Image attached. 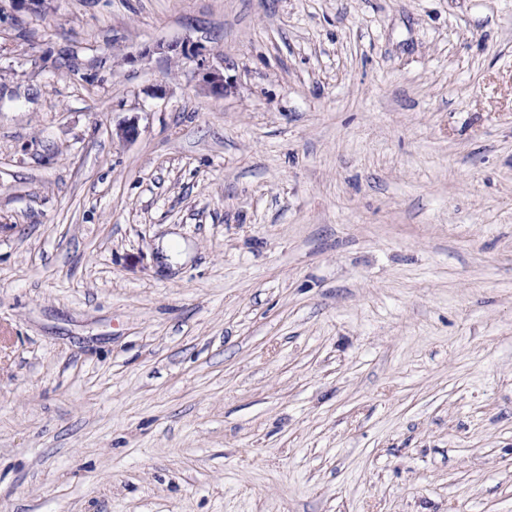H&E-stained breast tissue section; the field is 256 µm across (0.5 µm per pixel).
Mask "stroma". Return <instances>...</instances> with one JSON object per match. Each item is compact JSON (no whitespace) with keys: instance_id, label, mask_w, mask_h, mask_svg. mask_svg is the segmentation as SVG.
Wrapping results in <instances>:
<instances>
[{"instance_id":"1","label":"stroma","mask_w":512,"mask_h":512,"mask_svg":"<svg viewBox=\"0 0 512 512\" xmlns=\"http://www.w3.org/2000/svg\"><path fill=\"white\" fill-rule=\"evenodd\" d=\"M0 512H512V0H0ZM199 71L202 74L201 85L209 93L216 96H223L228 92L231 85L225 80L224 72L219 68H215L205 64V60H198Z\"/></svg>"}]
</instances>
